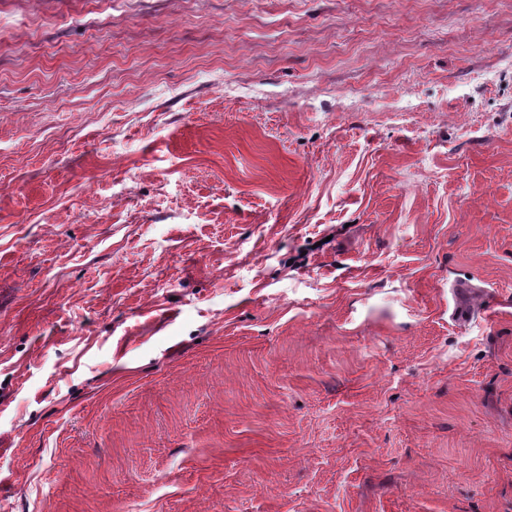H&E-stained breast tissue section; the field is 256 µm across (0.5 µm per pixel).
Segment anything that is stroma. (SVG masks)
<instances>
[{"mask_svg": "<svg viewBox=\"0 0 512 512\" xmlns=\"http://www.w3.org/2000/svg\"><path fill=\"white\" fill-rule=\"evenodd\" d=\"M0 512H512V0H0Z\"/></svg>", "mask_w": 512, "mask_h": 512, "instance_id": "obj_1", "label": "stroma"}]
</instances>
